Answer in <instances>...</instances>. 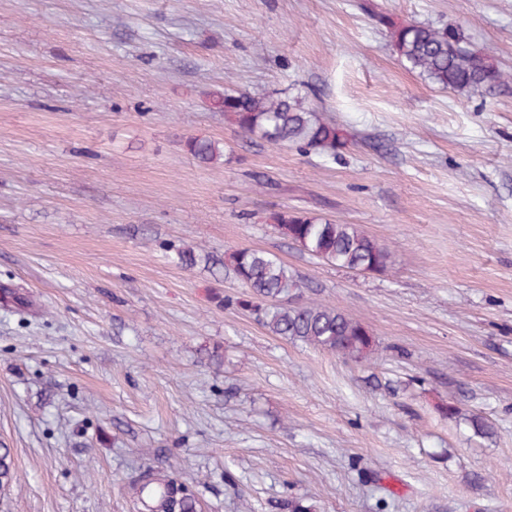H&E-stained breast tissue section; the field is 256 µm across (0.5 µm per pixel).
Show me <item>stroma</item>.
<instances>
[{
  "label": "stroma",
  "mask_w": 512,
  "mask_h": 512,
  "mask_svg": "<svg viewBox=\"0 0 512 512\" xmlns=\"http://www.w3.org/2000/svg\"><path fill=\"white\" fill-rule=\"evenodd\" d=\"M378 11L454 24L512 71V0H0V285L48 310H0V512H138L147 449L205 477V512H512V83L437 88ZM227 86L301 97L351 141L243 139L207 100ZM284 209L360 225L391 267L312 258L271 225ZM239 248L362 322L371 356L217 307L244 290L206 257ZM183 145L187 153L199 164L214 165L224 162V143L208 138L190 137Z\"/></svg>",
  "instance_id": "1"
}]
</instances>
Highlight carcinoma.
<instances>
[{
    "mask_svg": "<svg viewBox=\"0 0 512 512\" xmlns=\"http://www.w3.org/2000/svg\"><path fill=\"white\" fill-rule=\"evenodd\" d=\"M375 18L386 28L401 62L443 90L465 96L484 95L512 78L453 26L429 22L398 24L382 13ZM209 104L224 113L241 136L257 137L271 146L314 149L334 159L348 144L343 129L305 107L298 97L226 88L211 93ZM184 148L202 165L224 161V144L219 141L190 137L184 141ZM271 221L301 251L325 263L380 273L390 265L387 247L357 224L321 221L288 210L273 214ZM224 269L248 289L250 298L219 295V306L245 308L274 336L355 361L373 352L375 340L363 323L334 306L299 301L303 288L299 275L272 254L240 248L228 255ZM0 305L21 317L47 313L32 294L17 289L0 291ZM16 478L12 451L1 445L0 488L11 485ZM129 489L140 512H203L195 485L162 465L144 469L131 481Z\"/></svg>",
    "mask_w": 512,
    "mask_h": 512,
    "instance_id": "carcinoma-1",
    "label": "carcinoma"
}]
</instances>
